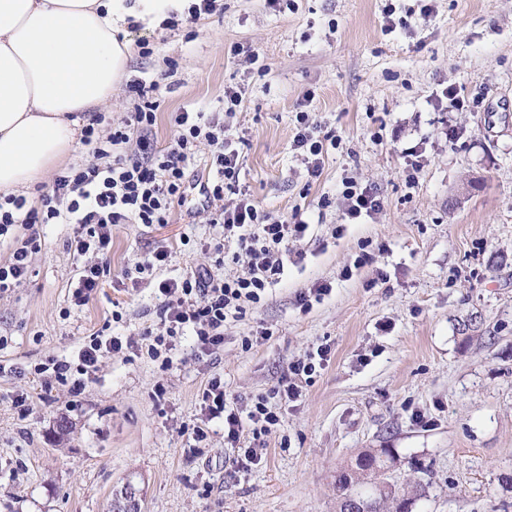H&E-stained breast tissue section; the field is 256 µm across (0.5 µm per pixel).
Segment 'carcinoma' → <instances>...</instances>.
<instances>
[{
  "label": "carcinoma",
  "mask_w": 512,
  "mask_h": 512,
  "mask_svg": "<svg viewBox=\"0 0 512 512\" xmlns=\"http://www.w3.org/2000/svg\"><path fill=\"white\" fill-rule=\"evenodd\" d=\"M395 459L396 455L390 448L359 453L354 463L336 476L338 512H347L349 501L354 496L365 498L370 512H382L383 505L389 501L396 504V512H412L417 497L405 495L392 484L379 486L370 480L373 466L380 467L383 461Z\"/></svg>",
  "instance_id": "carcinoma-1"
}]
</instances>
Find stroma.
Returning a JSON list of instances; mask_svg holds the SVG:
<instances>
[{"instance_id": "35a3bbf8", "label": "stroma", "mask_w": 512, "mask_h": 512, "mask_svg": "<svg viewBox=\"0 0 512 512\" xmlns=\"http://www.w3.org/2000/svg\"><path fill=\"white\" fill-rule=\"evenodd\" d=\"M178 26L130 27L128 78L160 83L151 138L176 113L220 112L240 152L239 186L263 214L301 213L298 256L224 345L177 337L173 364L147 354L158 284L201 265L227 277L223 228L186 210L112 229L111 272L71 301L70 224H45L32 272L0 296V512H109L134 484L142 512H336L334 480L357 454L393 449L389 483L423 489L413 512H512V0H219ZM429 16H421L423 5ZM455 88L462 109L439 111ZM333 135L319 178L292 149L296 115ZM421 168L406 183V149ZM377 188L375 218L346 222V180ZM157 249L168 265L140 274ZM329 293L301 306L299 293ZM271 338L245 347V336ZM131 340L82 375L70 398L40 366L76 361L94 333ZM330 347L283 405L268 454L237 471L215 420L198 442L201 391L223 379L238 404L269 393L293 361Z\"/></svg>"}]
</instances>
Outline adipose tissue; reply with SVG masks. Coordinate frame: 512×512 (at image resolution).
Wrapping results in <instances>:
<instances>
[{
  "label": "adipose tissue",
  "instance_id": "obj_1",
  "mask_svg": "<svg viewBox=\"0 0 512 512\" xmlns=\"http://www.w3.org/2000/svg\"><path fill=\"white\" fill-rule=\"evenodd\" d=\"M186 0H0V198L31 196L72 151L82 117L112 102L133 42Z\"/></svg>",
  "mask_w": 512,
  "mask_h": 512
}]
</instances>
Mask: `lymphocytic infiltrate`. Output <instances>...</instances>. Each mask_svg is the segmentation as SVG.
Returning a JSON list of instances; mask_svg holds the SVG:
<instances>
[{
  "instance_id": "lymphocytic-infiltrate-1",
  "label": "lymphocytic infiltrate",
  "mask_w": 512,
  "mask_h": 512,
  "mask_svg": "<svg viewBox=\"0 0 512 512\" xmlns=\"http://www.w3.org/2000/svg\"><path fill=\"white\" fill-rule=\"evenodd\" d=\"M137 104L121 126L101 131L103 117L93 114L81 130L80 141L89 146L92 158L79 167L58 173L42 193L40 203L27 206L24 197H6L0 206V237L12 226L25 225L30 234L14 249L9 261L0 264V294L26 280L33 254L40 247L39 224H71L74 235L67 247L75 260L77 284L72 297L75 305L89 301L110 272L112 228L118 224H164L174 207L185 199L186 170L200 144L211 146V173L202 194L207 201L219 202L210 213L209 223L222 225L225 238L236 241L250 259L246 276L227 279L212 267L199 266L179 280L160 282L166 301L159 310L158 331L151 355L161 358L162 368L172 360L167 353L177 336L192 328L200 350L215 351L224 343L228 320L242 316L245 303H259L265 290L277 282L284 271L290 244L304 238L308 224L301 215L292 219L263 215L240 190L239 152L224 139V121L200 112L177 113L176 133L171 144L155 150L148 134L156 121L160 105L158 81H137L129 86ZM293 145L306 164L309 177H319L324 163V139L308 112L298 115ZM232 201H225V193ZM123 342L117 336H95L79 353L78 365L50 359L48 368L54 379L67 384L71 372L87 373L96 368L107 353H118ZM327 355L318 348L306 359L296 361L281 378L273 395H258L244 410L227 404L220 379L208 382L201 393V408L206 420L223 418L224 445L235 449L234 462L245 470L258 464L267 453L265 439L280 422L279 404L297 399L299 380L312 377L319 359Z\"/></svg>"
}]
</instances>
